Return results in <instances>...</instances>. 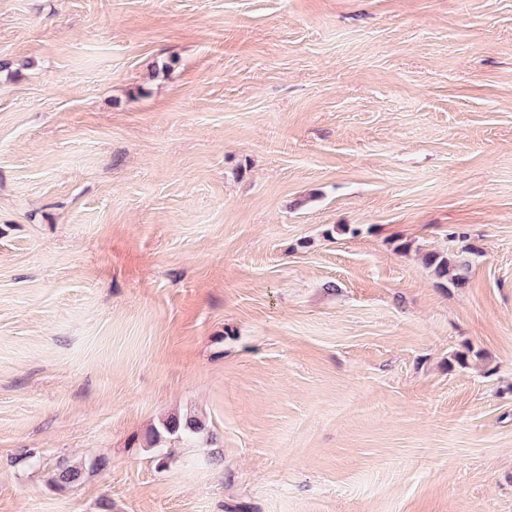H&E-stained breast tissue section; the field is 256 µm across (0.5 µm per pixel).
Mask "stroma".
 <instances>
[{"instance_id":"1","label":"stroma","mask_w":512,"mask_h":512,"mask_svg":"<svg viewBox=\"0 0 512 512\" xmlns=\"http://www.w3.org/2000/svg\"><path fill=\"white\" fill-rule=\"evenodd\" d=\"M0 512H512V0H0ZM471 254H473L472 249L463 246L460 251L448 255L427 254L425 262L429 267L434 268L437 276L446 278L448 283L458 288L464 286L469 280L472 270ZM204 430V424L195 416L173 415L163 421L161 431L155 430L152 432L151 443L159 442L163 433L180 438L194 439L199 437Z\"/></svg>"}]
</instances>
